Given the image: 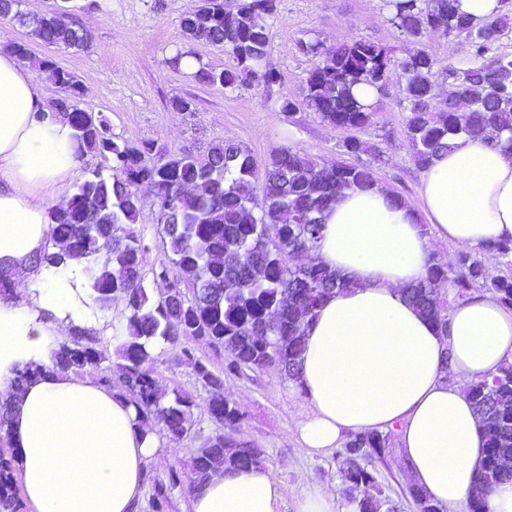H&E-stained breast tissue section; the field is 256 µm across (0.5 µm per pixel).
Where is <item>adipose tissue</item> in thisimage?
I'll list each match as a JSON object with an SVG mask.
<instances>
[{"instance_id": "ef3b65f1", "label": "adipose tissue", "mask_w": 512, "mask_h": 512, "mask_svg": "<svg viewBox=\"0 0 512 512\" xmlns=\"http://www.w3.org/2000/svg\"><path fill=\"white\" fill-rule=\"evenodd\" d=\"M36 81L0 51V274H18L33 306L66 312L68 289L42 283L35 259L48 208L79 166L63 115L41 117ZM421 209L382 186L343 189L325 212L314 256L343 286L310 322L301 380L308 409L301 447L322 453L357 431H393L410 481L443 512H465L486 448L466 396L512 364V309L491 294L460 302L440 332L405 297L429 265L431 239L481 247L512 240V149L462 138L422 174ZM30 307L0 297V393L17 369L47 366L13 404L16 449L30 512H137L151 441L116 391L52 370L46 333ZM287 489L260 467L199 483L192 512H276Z\"/></svg>"}]
</instances>
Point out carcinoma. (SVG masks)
<instances>
[{"mask_svg":"<svg viewBox=\"0 0 512 512\" xmlns=\"http://www.w3.org/2000/svg\"><path fill=\"white\" fill-rule=\"evenodd\" d=\"M387 0L390 21L415 39L426 33L470 37L472 58L462 68L448 66L454 96L436 105L433 80L435 58L425 49L397 64L384 48L365 40L325 46L315 38L298 41V48L318 62L306 78V106L322 121L339 129L360 130L373 122L376 106L361 102L354 89L367 83L382 91L394 79L406 115L405 133L415 163L427 168L458 137L480 140L490 147L512 148V54L493 52L504 32L502 17L494 19V36L472 31L475 20L458 8V0ZM275 0H245L228 8L224 0H202L199 8L180 20L188 42L224 48L236 68L217 71L196 58L195 80L206 86L235 89L247 82L269 86L278 76L263 68L272 33L267 19ZM0 12L32 28L49 46L85 50L91 37L71 19L57 14L27 18L15 0H0ZM39 74L64 89L52 101L50 115L71 118L77 153L100 158L90 175L75 185L64 204L49 211L56 252L44 251L40 262L55 268L78 256H94L112 241V251L87 273L96 298L119 297L125 306V332L116 346L125 379L122 397L134 412V425L154 420L177 441L193 426L190 394L158 392L150 363L159 343L182 338H205L227 346L231 358L216 373L186 347L182 354L209 389L208 414L220 430L207 437L192 457L193 483L210 474L242 470L261 463L262 451L238 440L244 420L237 404L224 397V376L245 369L274 368L290 380L299 378L308 320L322 301L343 287L321 266L293 267L285 256L315 250L323 238V213L342 188L364 189L375 183L365 165L338 162L319 167L293 150L272 152L264 169L250 151L232 142L217 143L204 158L191 153L170 154L155 141L119 143L109 119L80 107L81 89L69 72L51 59L38 63ZM151 193L163 224L171 262L181 282L170 284L169 296L153 300L144 286V246L132 224L140 213V192ZM191 291L186 295L180 287ZM462 292L489 285L497 299L512 306V277L486 281L480 261L468 254L450 266L433 259L426 276L407 289L406 297L439 329L448 328V314L438 288L443 283ZM104 355L74 330L73 345L54 352L53 366L61 370L99 364ZM40 371L26 367L15 389L0 397V426L8 424L13 399L25 380ZM480 415L487 438L484 462L471 495L469 512H484L486 495L512 482V364L491 380L473 384L467 392ZM390 434L356 432L339 454L344 496L353 512H399L396 502L382 495L374 471L362 461L381 457ZM14 450L0 453V512H21ZM177 473L168 485L155 488L150 507L165 512L167 487H176ZM416 512H441L417 487L407 489Z\"/></svg>","mask_w":512,"mask_h":512,"instance_id":"cac0c4a2","label":"carcinoma"}]
</instances>
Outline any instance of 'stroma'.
<instances>
[{
    "instance_id": "stroma-1",
    "label": "stroma",
    "mask_w": 512,
    "mask_h": 512,
    "mask_svg": "<svg viewBox=\"0 0 512 512\" xmlns=\"http://www.w3.org/2000/svg\"><path fill=\"white\" fill-rule=\"evenodd\" d=\"M73 2V21L92 35V45L86 50L45 45L9 17H0V26L8 27L11 43H27L33 56L53 59L73 74L83 93V107L104 113L119 140L131 144L154 140L170 153L201 156L213 144L231 141L249 149L261 165L278 149L304 153L321 167L339 161L367 164L373 168L377 184L412 203L419 200L422 171L405 134L406 114L399 103L398 85L386 86L376 102L373 124L357 133L367 142L368 152L348 155L342 147L346 131L322 122L303 101L305 79L315 60L300 53L296 43L315 37L325 45L336 46L362 39L386 48L395 63L427 49L437 60L434 81L443 97L448 94V65L460 66L471 58L470 42L465 37L448 39L431 33L416 40L401 33L390 21L385 0H276V11L269 20L272 41L265 67L279 73L280 81L269 86L251 82L230 91L198 84L191 70H174L166 63L175 51L182 50L218 70L235 67L234 58L222 48L183 39L179 21L198 6L199 0ZM180 98L193 100V111L178 110L174 102ZM287 99L296 102L295 111H282L281 104ZM133 229L145 245V267L167 262L168 248L152 196H145ZM60 275L79 290L76 318H60L40 310L34 322L55 332L60 345L70 342L73 327L86 331L105 359L80 369L79 374L99 380L117 362L115 347L124 333V306L116 300L110 307L100 308L82 265L74 263L64 271H50L48 278L53 281ZM185 347L218 371L230 356L228 349L204 339L187 340ZM182 348L159 344L153 351L152 369L160 392L179 389L192 396L194 429L176 442L166 432L154 431V450L146 464L138 512H152L155 484L167 481L173 471L179 473L182 483L171 490L167 512H191L192 494L186 487L192 477L190 459L201 442L219 429L207 412L210 393L182 357ZM224 395L245 415L238 438L261 448L262 468L288 488V497L278 504L277 512H294V499L306 487L342 489L335 450L310 455L298 447L295 423L307 406L292 393L284 374L266 369L225 376ZM399 458V443L394 440L386 455L373 460L371 466L384 495L399 503L400 512H414L404 498L409 477Z\"/></svg>"
}]
</instances>
